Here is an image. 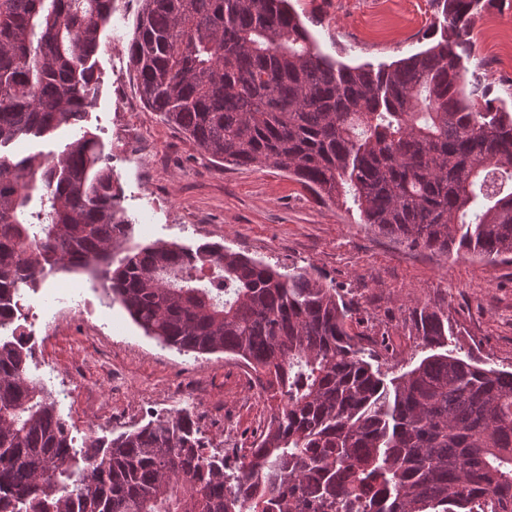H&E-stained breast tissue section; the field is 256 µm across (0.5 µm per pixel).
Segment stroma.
<instances>
[{
  "mask_svg": "<svg viewBox=\"0 0 512 512\" xmlns=\"http://www.w3.org/2000/svg\"><path fill=\"white\" fill-rule=\"evenodd\" d=\"M291 5L324 53L353 66L416 53L441 22L434 0ZM140 9V0H116L96 56L98 93L83 120L1 154L47 156L91 131L109 157L129 225L118 256L155 243H219L274 267H303L352 300L351 329L365 346L389 344L383 368L405 371L425 357L411 316L429 306L447 310L463 351L512 371V261L449 260L392 241L362 224L356 209L319 198L287 172L214 161L140 99L128 54ZM472 44L466 77H479L512 112V0H493L476 17ZM48 303L69 318L48 322ZM20 304L34 333L28 371L57 398L76 441L112 438L190 408L214 442L247 448L270 418L259 387L243 384V361L148 336L94 271H53L23 289Z\"/></svg>",
  "mask_w": 512,
  "mask_h": 512,
  "instance_id": "stroma-1",
  "label": "stroma"
}]
</instances>
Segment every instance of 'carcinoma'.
I'll list each match as a JSON object with an SVG mask.
<instances>
[{
    "label": "carcinoma",
    "instance_id": "1",
    "mask_svg": "<svg viewBox=\"0 0 512 512\" xmlns=\"http://www.w3.org/2000/svg\"><path fill=\"white\" fill-rule=\"evenodd\" d=\"M444 34L390 65H338L289 0H142L128 53L144 105L213 159L273 166L360 223L449 258H512V112L463 57L482 0H435ZM115 0H0V148L82 120ZM120 188L95 134L0 154V330L56 268L92 267L144 332L231 353L272 414L228 458L188 409L76 449L0 337V512H512V371L461 355L448 313L415 310L433 353L388 377L351 307L305 269L217 243L154 244L112 266Z\"/></svg>",
    "mask_w": 512,
    "mask_h": 512
}]
</instances>
